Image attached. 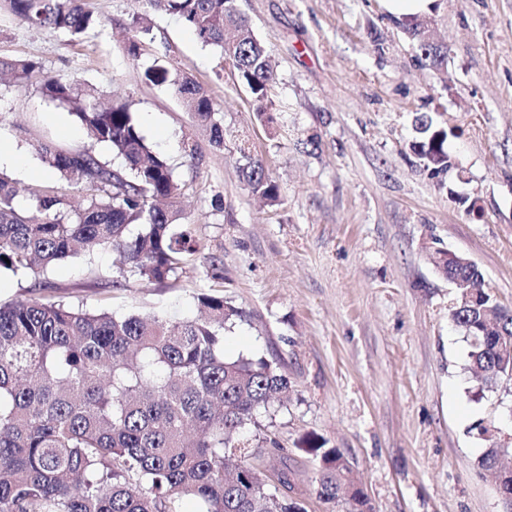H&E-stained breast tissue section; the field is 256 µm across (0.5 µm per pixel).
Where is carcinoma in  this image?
Returning a JSON list of instances; mask_svg holds the SVG:
<instances>
[{"instance_id":"1","label":"carcinoma","mask_w":512,"mask_h":512,"mask_svg":"<svg viewBox=\"0 0 512 512\" xmlns=\"http://www.w3.org/2000/svg\"><path fill=\"white\" fill-rule=\"evenodd\" d=\"M143 2L146 13L132 20V58L152 42L149 13L174 15L202 46L232 63L258 102L257 120L273 122L266 101L274 71L235 0ZM3 8L32 28L74 40L102 27L82 0H0ZM406 32L419 61L447 65L448 48L433 41L426 21L410 19ZM0 73L19 86L38 80L42 96L68 107L93 143L112 155L35 146L40 163L77 189L73 201L39 193L21 207L12 180L0 172V273L29 276L47 294L53 268L88 247L119 256L114 288L134 277L163 282L195 260L197 242L176 205L174 168L146 140L130 104H106L93 85L45 76L30 60L0 58ZM144 76L172 87L214 147L224 148L223 120L200 85L158 58ZM418 133L412 149L424 167L433 176L448 173L447 130L422 116ZM239 152V177L278 204L279 186L262 159L244 145ZM432 266L466 283L448 314L469 346V368L491 388L512 380V311L484 288L477 264L461 258ZM206 279L210 285L196 295L204 315L186 320L90 312L47 297L0 306V512H182L185 497L198 502V512H306L289 495V475L281 473L278 485L262 477L247 443L233 438L290 383L262 356L224 355V333L246 314L218 290L219 259L210 260ZM493 427L491 421L474 426L487 442L480 458L486 469L507 452ZM300 450L318 460L321 501L342 497L347 512L371 510L340 452L315 436L305 437ZM236 452L240 463L227 477L226 457Z\"/></svg>"}]
</instances>
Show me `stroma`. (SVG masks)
<instances>
[{
	"label": "stroma",
	"instance_id": "35a3bbf8",
	"mask_svg": "<svg viewBox=\"0 0 512 512\" xmlns=\"http://www.w3.org/2000/svg\"><path fill=\"white\" fill-rule=\"evenodd\" d=\"M266 45L276 75L275 121L232 64L181 21L154 14L141 60L126 52L138 0H86L102 32L72 42L0 13V57L37 62L131 103L141 130L173 166L179 205L201 250L177 278L112 285L114 256L95 249L51 273L54 299L114 313L187 319L211 258L224 299L248 314L224 335V354L276 360L287 398L259 411L246 435L264 476L288 468L306 512H345L315 494L316 461L299 449L313 435L338 449L373 512H512L470 431L495 422L512 447V380L485 388L468 369L467 344L448 317L454 286L427 255L459 253L512 309V0H434L426 16L447 44L444 69L418 51L380 0H237ZM201 85L224 115V147L173 90L145 80L153 58ZM448 130L452 169L434 177L410 145L416 116ZM0 140L27 205L32 193L74 196L35 158L42 141H89L65 107L37 86L0 82ZM249 143L281 192L253 195L237 173Z\"/></svg>",
	"mask_w": 512,
	"mask_h": 512
}]
</instances>
